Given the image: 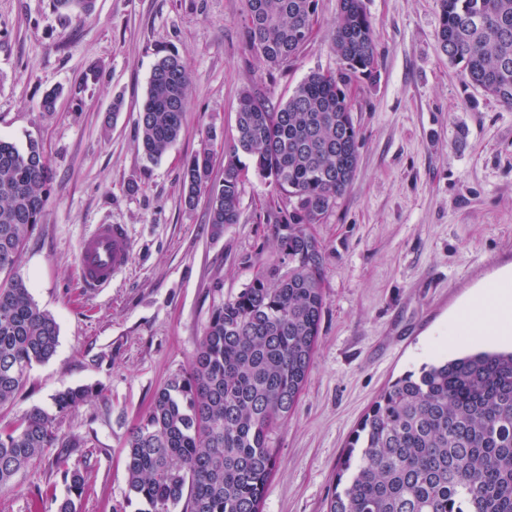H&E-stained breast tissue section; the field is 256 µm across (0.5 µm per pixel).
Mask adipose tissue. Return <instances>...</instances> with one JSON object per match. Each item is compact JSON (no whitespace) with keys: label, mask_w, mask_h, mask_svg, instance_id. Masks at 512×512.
I'll return each instance as SVG.
<instances>
[{"label":"adipose tissue","mask_w":512,"mask_h":512,"mask_svg":"<svg viewBox=\"0 0 512 512\" xmlns=\"http://www.w3.org/2000/svg\"><path fill=\"white\" fill-rule=\"evenodd\" d=\"M471 337L488 340L512 338V278L491 282L471 305Z\"/></svg>","instance_id":"obj_1"}]
</instances>
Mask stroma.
Instances as JSON below:
<instances>
[{
	"label": "stroma",
	"instance_id": "35a3bbf8",
	"mask_svg": "<svg viewBox=\"0 0 512 512\" xmlns=\"http://www.w3.org/2000/svg\"><path fill=\"white\" fill-rule=\"evenodd\" d=\"M373 77L348 88L360 130L347 191L312 231L325 261L315 356L294 412L274 441L278 465L263 512H326L347 443L388 384L465 340L475 291L512 273V107L466 83L437 39L436 0H364ZM245 0H96L65 19L51 0H0V136L43 144L53 172L46 214L18 269L59 328L12 411H53L67 387L103 391L63 419L62 438L87 440L71 460L87 478L81 512H135L124 444L154 392L192 360L213 308L275 259L264 220L270 186L242 185L238 223L214 237L207 202L186 207L182 169L207 126L235 132L241 92L264 84L284 100L310 72L337 66L330 33L338 0H317L311 43L282 69L262 66L243 37ZM195 72L179 139L159 161L139 147L136 119L156 53ZM62 87L57 110L38 103ZM119 116H112L115 100ZM138 182V192L127 190ZM95 224L126 225L129 268L90 294L78 250ZM66 486L50 460L0 492V512H49Z\"/></svg>",
	"mask_w": 512,
	"mask_h": 512
}]
</instances>
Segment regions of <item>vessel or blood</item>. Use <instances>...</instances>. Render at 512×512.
<instances>
[{"label": "vessel or blood", "mask_w": 512, "mask_h": 512, "mask_svg": "<svg viewBox=\"0 0 512 512\" xmlns=\"http://www.w3.org/2000/svg\"><path fill=\"white\" fill-rule=\"evenodd\" d=\"M131 240L125 225L96 224L83 237L79 251V275L83 288L93 292L109 286L128 268Z\"/></svg>", "instance_id": "obj_1"}]
</instances>
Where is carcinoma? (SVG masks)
I'll use <instances>...</instances> for the list:
<instances>
[{
  "label": "carcinoma",
  "mask_w": 512,
  "mask_h": 512,
  "mask_svg": "<svg viewBox=\"0 0 512 512\" xmlns=\"http://www.w3.org/2000/svg\"><path fill=\"white\" fill-rule=\"evenodd\" d=\"M54 11L91 17L95 0H52ZM439 41L464 80L512 106V0H437ZM316 0H246L244 40L269 68L309 44ZM334 71L307 75L284 101L259 89L238 101L222 184L210 186L215 127L182 172L185 206L209 193L219 237L240 214L253 174L273 187L266 221L278 256L216 306L191 362L159 387L126 443L129 495L138 512H262L278 453L273 434L295 409L321 327L323 246L311 231L350 185L359 129L348 86L371 77L375 44L363 0H339ZM193 71L176 53L153 64L138 113L139 147L160 160L179 138ZM251 160L242 163L240 156ZM52 184L38 142L0 138V409L11 407L34 365L59 344L54 317L35 303L18 261L42 223ZM99 395L88 385L0 420V491L49 454L68 495L54 512H78L86 483L60 441L59 421ZM327 512H512V351H481L424 364L391 382L358 425Z\"/></svg>",
  "instance_id": "cac0c4a2"
}]
</instances>
